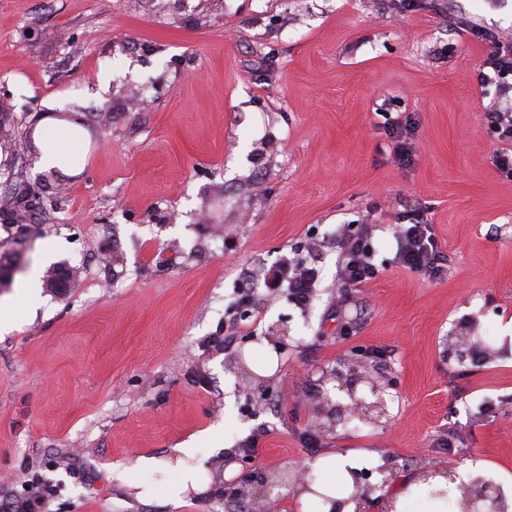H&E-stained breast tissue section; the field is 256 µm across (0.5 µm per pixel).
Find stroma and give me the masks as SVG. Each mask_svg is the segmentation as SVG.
Listing matches in <instances>:
<instances>
[{"instance_id":"stroma-1","label":"stroma","mask_w":512,"mask_h":512,"mask_svg":"<svg viewBox=\"0 0 512 512\" xmlns=\"http://www.w3.org/2000/svg\"><path fill=\"white\" fill-rule=\"evenodd\" d=\"M475 23L512 40V0H0V196L42 200L23 224L0 213V253L21 264L0 287L20 316L0 332L1 505L36 480L44 512H259L252 484L349 450L375 452L359 473L385 497L427 463L512 477V180L483 119L507 94L481 83ZM390 112L418 121L406 166ZM47 115L83 124L62 183L22 147ZM415 202L446 274L390 267L341 288L338 225L372 222L389 259ZM313 241L311 307L265 296L233 349L208 350L240 272ZM53 266L74 283L30 299V275ZM462 332L473 350L449 356ZM372 346L386 367L359 356ZM267 347L278 367L259 376L246 357ZM365 377L386 417L324 427L318 401ZM190 440L208 488L175 506L169 474L134 463Z\"/></svg>"}]
</instances>
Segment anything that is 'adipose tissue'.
<instances>
[{
  "label": "adipose tissue",
  "instance_id": "ef3b65f1",
  "mask_svg": "<svg viewBox=\"0 0 512 512\" xmlns=\"http://www.w3.org/2000/svg\"><path fill=\"white\" fill-rule=\"evenodd\" d=\"M37 128L46 138V150L42 157L45 167H61L64 157L80 146L73 124H59L45 116L39 120ZM193 454V447L185 445L163 458H138L136 465L170 472L173 480L168 489V499L176 505L188 492L199 493L207 488L199 470L186 463L187 458ZM357 464V459L349 453H332L314 460L308 465L311 475L308 487L297 490V499L304 506L317 505L318 512H332L336 507L341 512H357L359 505L354 498L356 488L353 478ZM451 488V483L441 475L430 478L425 485L410 484L404 491L392 495V512H447L446 493Z\"/></svg>",
  "mask_w": 512,
  "mask_h": 512
}]
</instances>
